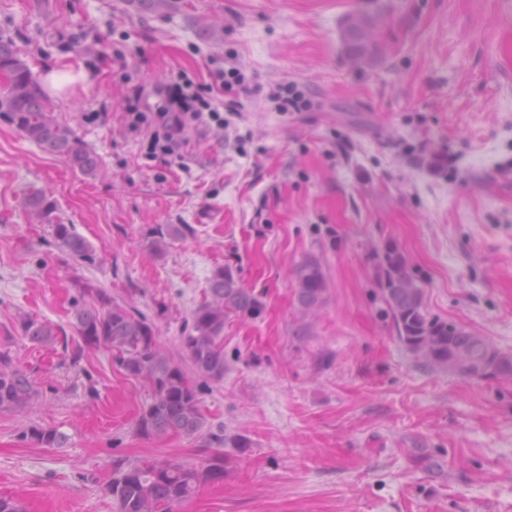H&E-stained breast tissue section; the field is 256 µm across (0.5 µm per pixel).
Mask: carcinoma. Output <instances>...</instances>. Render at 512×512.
<instances>
[{"label":"carcinoma","mask_w":512,"mask_h":512,"mask_svg":"<svg viewBox=\"0 0 512 512\" xmlns=\"http://www.w3.org/2000/svg\"><path fill=\"white\" fill-rule=\"evenodd\" d=\"M380 17L361 13L348 15L341 36L347 55L357 64L374 68L383 59ZM0 115L27 139L64 160L86 176L98 170L96 156L74 136L72 130L52 116L53 107L34 79L27 63L19 58L11 38L0 34ZM25 206L37 219L44 220L54 238L72 257L91 266L100 265L93 247L54 216L57 206L43 192L35 190ZM178 232L174 224L160 225L151 245L159 250L165 238ZM378 286L387 306L397 337L414 356L451 375L479 378L487 370L495 377H512V355L491 345L484 337L429 315L424 290L414 269L394 241H386L375 250ZM296 298L306 316L326 301L327 280L321 261L305 257L296 267ZM95 294V303L84 299L72 302L78 335L89 347L104 346L129 376L141 380L151 391L136 421L137 431L146 437L200 433L205 421L201 411V390L184 368L163 352L157 342L155 325L144 313L112 302L102 289L85 288L82 294ZM211 300L203 302L192 314L191 326L180 337L196 371L208 379L224 378V320L235 313L256 318L262 303L241 287L231 269L214 273L210 284ZM24 335L33 342L53 341V327L32 317L21 320ZM35 394L29 373L12 365L9 355L0 353V411L21 407ZM23 438L36 444L55 446L62 434L55 429L31 426ZM224 480V453L215 450L202 465L170 460L132 462L124 458L112 461V478L107 490L117 512H173L174 506L190 500L203 485Z\"/></svg>","instance_id":"obj_1"}]
</instances>
